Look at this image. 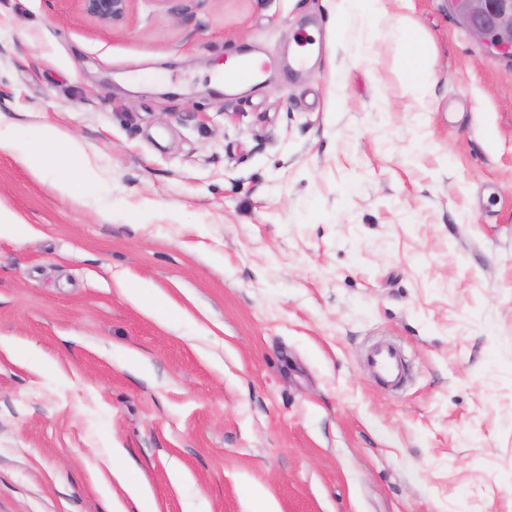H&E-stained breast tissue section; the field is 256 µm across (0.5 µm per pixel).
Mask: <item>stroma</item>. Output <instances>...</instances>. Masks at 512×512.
<instances>
[{"mask_svg":"<svg viewBox=\"0 0 512 512\" xmlns=\"http://www.w3.org/2000/svg\"><path fill=\"white\" fill-rule=\"evenodd\" d=\"M0 0V133L50 124L100 174L0 152V512H512V56L446 0ZM435 58L406 95L400 17ZM319 47L293 69L304 35ZM255 82L213 93L238 54ZM346 87L337 92L335 79ZM169 298L171 323L128 284ZM397 346L406 374L366 363ZM184 474L172 482L171 465ZM82 15L106 27L126 22L132 0H75ZM340 2L341 5L336 13V23L333 30L336 43L344 36L353 16L361 15L370 18L380 0H341ZM151 288L149 284L142 283L135 288L127 290H132L131 298L140 308L149 314L159 315L158 308L161 304V300L153 296ZM378 378L386 384L396 385L400 382L404 364L398 350L391 344L376 348L367 358Z\"/></svg>","mask_w":512,"mask_h":512,"instance_id":"stroma-1","label":"stroma"}]
</instances>
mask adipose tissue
Segmentation results:
<instances>
[{
	"mask_svg": "<svg viewBox=\"0 0 512 512\" xmlns=\"http://www.w3.org/2000/svg\"><path fill=\"white\" fill-rule=\"evenodd\" d=\"M401 50L402 84L409 95L422 99L434 77V57L414 22H401L395 33ZM0 151H6L34 174L50 170L59 173L54 186L64 195L75 196L91 188L96 174L86 162V146L72 136L62 135L55 127L42 126L31 140L0 136Z\"/></svg>",
	"mask_w": 512,
	"mask_h": 512,
	"instance_id": "1",
	"label": "adipose tissue"
}]
</instances>
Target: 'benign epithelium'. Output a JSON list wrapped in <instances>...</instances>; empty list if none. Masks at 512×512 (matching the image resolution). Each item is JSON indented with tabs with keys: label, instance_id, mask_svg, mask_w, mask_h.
Instances as JSON below:
<instances>
[{
	"label": "benign epithelium",
	"instance_id": "benign-epithelium-1",
	"mask_svg": "<svg viewBox=\"0 0 512 512\" xmlns=\"http://www.w3.org/2000/svg\"><path fill=\"white\" fill-rule=\"evenodd\" d=\"M80 13L98 24L126 22L132 0H76ZM456 15L488 48L512 54V0H447Z\"/></svg>",
	"mask_w": 512,
	"mask_h": 512
}]
</instances>
